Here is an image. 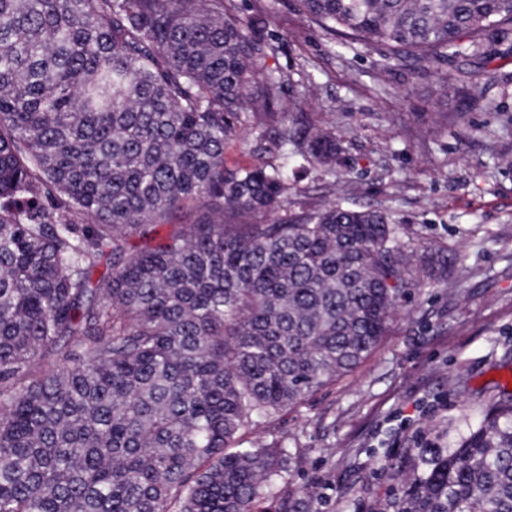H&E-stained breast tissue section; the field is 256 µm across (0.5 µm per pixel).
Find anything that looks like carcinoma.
<instances>
[{
	"label": "carcinoma",
	"mask_w": 512,
	"mask_h": 512,
	"mask_svg": "<svg viewBox=\"0 0 512 512\" xmlns=\"http://www.w3.org/2000/svg\"><path fill=\"white\" fill-rule=\"evenodd\" d=\"M227 2L0 0V512H262L300 450L227 448L356 368L421 284L385 211L293 198L255 220L283 167L229 168L227 140L332 172L343 138L284 126L312 78L266 66L269 5ZM293 2L389 61L512 54V0ZM443 83L487 101L466 71ZM497 389L387 512H512ZM320 504L281 490L275 512Z\"/></svg>",
	"instance_id": "obj_1"
}]
</instances>
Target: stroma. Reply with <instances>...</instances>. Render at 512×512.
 <instances>
[{
	"label": "stroma",
	"instance_id": "35a3bbf8",
	"mask_svg": "<svg viewBox=\"0 0 512 512\" xmlns=\"http://www.w3.org/2000/svg\"><path fill=\"white\" fill-rule=\"evenodd\" d=\"M268 29L282 45L267 66L313 79L287 125L335 124L346 148L335 173L289 169L292 192L311 207L388 210L416 263L446 264L354 370L239 434L300 449L302 469L280 485L312 487L322 512H379L397 484L384 461L457 444L512 383V55L471 65L489 84L488 105H472L442 87L455 62L384 69L379 50L348 48L285 0Z\"/></svg>",
	"mask_w": 512,
	"mask_h": 512
}]
</instances>
